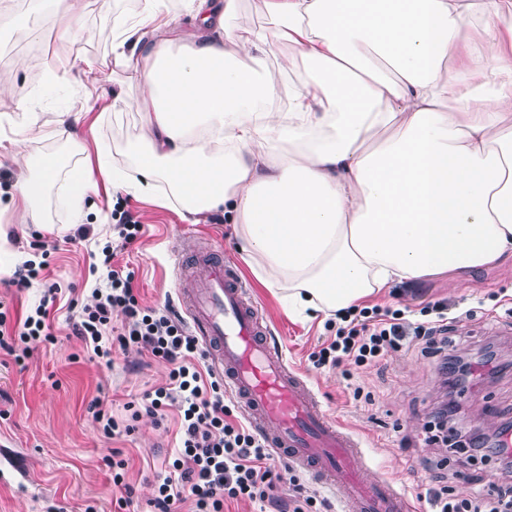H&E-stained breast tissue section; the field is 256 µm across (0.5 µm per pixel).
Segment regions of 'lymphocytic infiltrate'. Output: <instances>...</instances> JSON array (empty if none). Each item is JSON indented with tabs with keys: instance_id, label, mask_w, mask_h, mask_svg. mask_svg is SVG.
Instances as JSON below:
<instances>
[{
	"instance_id": "f902f5d3",
	"label": "lymphocytic infiltrate",
	"mask_w": 512,
	"mask_h": 512,
	"mask_svg": "<svg viewBox=\"0 0 512 512\" xmlns=\"http://www.w3.org/2000/svg\"><path fill=\"white\" fill-rule=\"evenodd\" d=\"M140 226L127 212H120L112 230L115 240L101 249L100 287L94 288L93 304L83 306L73 323L74 333L104 363H111L113 347L136 349L170 366L166 386L145 393L140 401L126 405L129 419L117 420L103 408L101 397L88 404L94 423L109 438L130 435L133 422L141 415L164 419L176 410L180 421V443L167 475L158 486L151 504L154 512H177L191 502L192 512H224L228 499L248 498L270 507H278V483L285 477L264 441L232 420L224 403V385L208 379L197 362L199 344L185 330L170 306L152 308L142 305L135 293L134 275L116 261L118 252L133 243ZM58 288L49 284L34 312L22 325L7 329V315L0 312V348L15 354L18 344L31 339L53 341L48 323L50 302ZM425 312L434 319L425 324L406 320L402 310L361 308L357 318L338 327L327 346L311 355L315 368L341 365L357 368L377 363L385 354L412 342H422L447 376L450 389H458L469 380L476 365H491L493 353L476 360L461 352L448 340V317L442 302L427 303ZM120 317L122 329L107 336L113 317ZM433 502L439 512H512V481L490 485L486 497L457 499L437 492Z\"/></svg>"
}]
</instances>
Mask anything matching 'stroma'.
Returning a JSON list of instances; mask_svg holds the SVG:
<instances>
[{"instance_id":"1","label":"stroma","mask_w":512,"mask_h":512,"mask_svg":"<svg viewBox=\"0 0 512 512\" xmlns=\"http://www.w3.org/2000/svg\"><path fill=\"white\" fill-rule=\"evenodd\" d=\"M13 12L33 16L36 35L11 27L0 28V153L12 151V141L26 112H34L42 138L33 149L60 161L58 174L42 198L46 225L20 221L22 203L0 208V303L9 310V322L25 318L44 294L41 282L24 292L5 287L4 279L32 259V234L51 246L49 282L59 293L50 311L56 344L28 343V356L15 361L0 350V443L12 449L22 472L21 480L0 483V512H151L150 502L168 471L179 444L177 418L163 421L141 416L134 432L112 440L96 429L86 405L101 396L116 416H124V403L142 397L169 381L168 364L134 350H114L112 366L93 359L90 348L73 333L71 299L93 304L99 282L90 272L99 241L112 234L113 211H129L141 225L136 244L117 256L119 265L135 274L143 305H177L180 273L177 255L215 241L245 278L250 297L263 310L278 337L289 364L298 367L315 390L323 408L358 435L367 450V476L390 478L405 493L415 512H434L431 491L443 488L454 498H472L501 479L494 460H468L466 449L446 453L431 443L436 429L431 406L440 391L437 360L417 348L389 353L378 365L354 370L344 378L341 369H315L313 351L330 343L335 326L319 320L292 319L276 294L251 275L240 253L233 225L214 216L208 223L191 224L180 211L159 206L151 199L127 194L99 193L76 209L72 191L74 174L85 157H100L108 167L131 168V142L140 132L135 108H111L112 90L123 86L135 100L140 84L133 72L115 68L112 48L118 25L134 16L125 0H83L79 27L69 43H61L60 15L52 0H0ZM80 60L99 100H86L85 89L75 83L49 81L50 67L62 55ZM88 112L80 124L84 151H77L53 135L57 113L79 107ZM91 225L92 236L69 243L77 223ZM443 301L454 319L461 347L472 355L495 351L504 369L481 373L463 390L460 421L468 427L488 428L512 421V262L463 276L443 274L414 282L395 283L374 297L380 307H410L412 322H422L421 306ZM128 461L124 481L133 489V503L122 510L120 487L112 482L107 465L113 451ZM293 482L281 483L277 495L291 504L297 493L328 501L331 512H342L343 494L321 483L310 472L293 469Z\"/></svg>"}]
</instances>
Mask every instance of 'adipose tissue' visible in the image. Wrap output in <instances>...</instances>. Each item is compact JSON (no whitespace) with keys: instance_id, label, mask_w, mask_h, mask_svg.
Here are the masks:
<instances>
[{"instance_id":"obj_1","label":"adipose tissue","mask_w":512,"mask_h":512,"mask_svg":"<svg viewBox=\"0 0 512 512\" xmlns=\"http://www.w3.org/2000/svg\"><path fill=\"white\" fill-rule=\"evenodd\" d=\"M236 0H182L196 31L147 41L165 0L116 35L141 133L116 192L235 225L245 263L289 316L331 314L392 283L512 261V0H258L272 27L228 22ZM12 158L21 223L56 159Z\"/></svg>"}]
</instances>
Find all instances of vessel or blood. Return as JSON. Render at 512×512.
<instances>
[{
	"label": "vessel or blood",
	"mask_w": 512,
	"mask_h": 512,
	"mask_svg": "<svg viewBox=\"0 0 512 512\" xmlns=\"http://www.w3.org/2000/svg\"><path fill=\"white\" fill-rule=\"evenodd\" d=\"M179 266L197 271L178 296L191 332L268 446L322 483L344 486L345 512H411L393 481L363 480L361 441L323 409L303 375L288 365L236 266L208 248L181 259Z\"/></svg>",
	"instance_id": "b4317fda"
}]
</instances>
